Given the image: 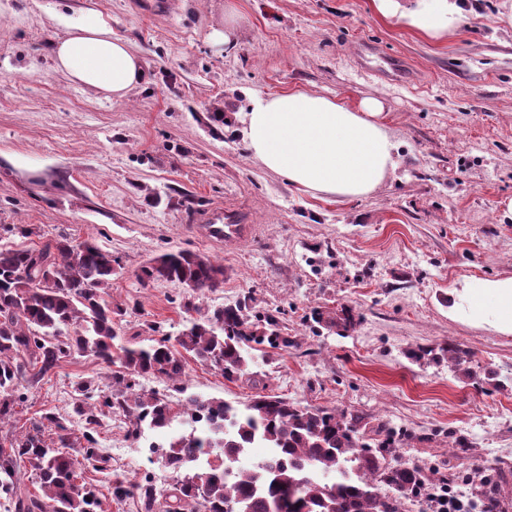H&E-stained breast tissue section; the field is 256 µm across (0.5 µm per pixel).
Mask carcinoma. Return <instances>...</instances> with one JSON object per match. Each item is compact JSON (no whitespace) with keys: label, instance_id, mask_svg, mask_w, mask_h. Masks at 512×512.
<instances>
[{"label":"carcinoma","instance_id":"obj_1","mask_svg":"<svg viewBox=\"0 0 512 512\" xmlns=\"http://www.w3.org/2000/svg\"><path fill=\"white\" fill-rule=\"evenodd\" d=\"M119 267V259L92 239L76 241L64 233L33 247H0V424L25 401L24 384L41 380L66 357L117 362L123 369L117 389L108 394L94 393L88 379L74 382L70 413H46L28 432L0 444L3 512H93L94 495L79 479L82 467L104 461L92 431L105 426L117 410L131 417L130 434L136 440L147 427L206 419L204 429L174 434L152 446L173 478L159 493L136 485L147 512H153L159 497L163 512H268L271 502L279 503L281 512H406L408 502L426 489L421 466L387 462L396 443L392 429L369 425L360 411L268 395L238 408L221 398L187 393L184 355L234 381L248 373L257 347L286 349L293 340L281 334L273 315H260L239 300L185 320L174 338L163 334L154 345L133 347L121 330L127 309L112 305L106 293ZM138 281L144 286L176 282L201 296L224 281V267L205 255L178 250L152 258L141 267ZM314 318L329 330L355 325L347 309L336 317L316 313ZM427 356L446 358L464 376L476 377L468 366L470 352L456 343L437 353L431 348L411 353L416 361ZM147 376L176 385L183 395L178 408L155 392H136L139 379ZM76 425L86 429L80 460L69 452ZM47 426L53 431L49 442L43 434ZM204 447L214 449L224 466L191 462L194 449ZM253 448L266 453L238 465ZM25 472L35 476L44 496L24 487ZM511 477L504 468L467 474L465 480L479 485V493L467 498L464 512H502L500 487Z\"/></svg>","mask_w":512,"mask_h":512}]
</instances>
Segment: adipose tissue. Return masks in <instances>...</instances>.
Segmentation results:
<instances>
[{"instance_id": "1", "label": "adipose tissue", "mask_w": 512, "mask_h": 512, "mask_svg": "<svg viewBox=\"0 0 512 512\" xmlns=\"http://www.w3.org/2000/svg\"><path fill=\"white\" fill-rule=\"evenodd\" d=\"M378 14L434 39L454 33L469 0H373ZM55 66L72 83L107 99L125 98L144 76L143 62L89 10L52 46ZM254 159L291 184L328 197L373 192L397 167L398 143L379 100L350 106L337 97L288 89L255 98L239 115ZM452 313L512 334V277L473 280L448 292Z\"/></svg>"}]
</instances>
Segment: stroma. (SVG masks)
Instances as JSON below:
<instances>
[{
	"instance_id": "obj_1",
	"label": "stroma",
	"mask_w": 512,
	"mask_h": 512,
	"mask_svg": "<svg viewBox=\"0 0 512 512\" xmlns=\"http://www.w3.org/2000/svg\"><path fill=\"white\" fill-rule=\"evenodd\" d=\"M473 2L457 32L435 41L380 17L373 0H234L239 36L227 49L210 37L225 0H0V225L11 228L0 245L94 238L120 260L109 295L127 307L138 346L151 344L154 323L177 334L187 307L244 298L293 339L285 351L263 348L251 377L234 382L186 360L190 392L355 407L400 434L399 455L426 471L512 468V335L448 314L449 289L512 276V26L501 20L504 0ZM87 9L144 62L126 99L85 91L54 66L53 42ZM391 56L405 73L385 79ZM290 88L351 105L382 100L399 144L394 173L370 195L337 200L267 170L236 115L252 97ZM227 208L255 225L252 239L216 242L193 221ZM21 225L40 236H22ZM177 249L223 265V283L200 299L176 283L140 285L142 265ZM344 307L356 319L350 331H316L313 311ZM448 342L504 387L485 392L447 362L408 357ZM116 371L63 359L28 389L0 440L42 413H66L72 381L105 390ZM127 431L111 420L97 435L107 470L83 474L97 512H145L111 482L172 480ZM452 433L472 443L462 457L448 449Z\"/></svg>"
}]
</instances>
